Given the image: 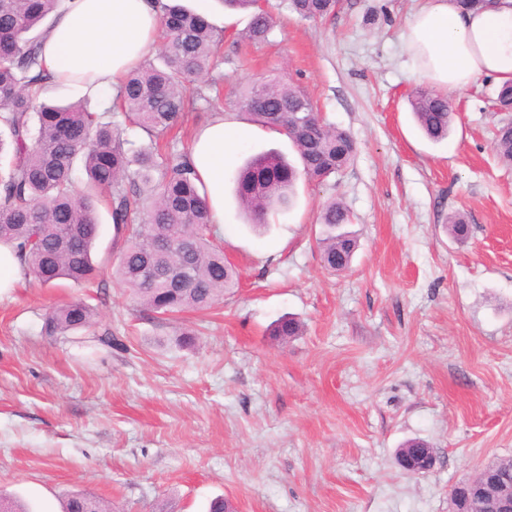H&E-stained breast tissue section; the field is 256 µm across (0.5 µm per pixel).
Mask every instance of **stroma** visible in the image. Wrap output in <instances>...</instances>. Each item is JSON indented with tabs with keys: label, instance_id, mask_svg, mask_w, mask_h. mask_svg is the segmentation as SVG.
I'll use <instances>...</instances> for the list:
<instances>
[{
	"label": "stroma",
	"instance_id": "obj_1",
	"mask_svg": "<svg viewBox=\"0 0 512 512\" xmlns=\"http://www.w3.org/2000/svg\"><path fill=\"white\" fill-rule=\"evenodd\" d=\"M424 0H341L308 21L270 0L266 43L226 12L211 62L213 108L188 112L161 141L187 153L197 128L245 116L233 90L276 75L349 131L353 163L328 184L299 182L294 205L256 234L233 175L250 155L291 141L266 128L224 169L217 235L239 282L212 309L141 319L112 269L125 245L100 208L92 284L34 278L0 299V495L61 512L74 492L114 512H450L448 491L512 456V165L494 151L499 89L481 77L449 99L447 139L419 132L407 97L423 84L406 24ZM332 198L359 241L350 269L321 262L319 215ZM463 213L466 242L448 233ZM81 299L95 325L49 336L43 318ZM298 336L273 339L284 315ZM198 330L196 349L175 346ZM111 331V346L99 343ZM420 439L437 461L403 471L398 448Z\"/></svg>",
	"mask_w": 512,
	"mask_h": 512
}]
</instances>
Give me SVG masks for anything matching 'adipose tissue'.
Here are the masks:
<instances>
[{"label":"adipose tissue","mask_w":512,"mask_h":512,"mask_svg":"<svg viewBox=\"0 0 512 512\" xmlns=\"http://www.w3.org/2000/svg\"><path fill=\"white\" fill-rule=\"evenodd\" d=\"M161 32L156 0H64L42 38L41 63L55 85L95 95L116 91ZM420 73L448 92L475 78L512 80V0L478 9L462 0H427L407 24ZM250 135L216 117L200 128L188 160L205 189L214 223L224 221V163Z\"/></svg>","instance_id":"ef3b65f1"}]
</instances>
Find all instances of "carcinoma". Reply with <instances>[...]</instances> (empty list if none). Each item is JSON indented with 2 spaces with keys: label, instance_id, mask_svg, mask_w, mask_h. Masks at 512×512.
<instances>
[{
  "label": "carcinoma",
  "instance_id": "cac0c4a2",
  "mask_svg": "<svg viewBox=\"0 0 512 512\" xmlns=\"http://www.w3.org/2000/svg\"><path fill=\"white\" fill-rule=\"evenodd\" d=\"M163 43L160 65L145 63L131 73L117 94L129 124L144 131L147 143L127 138L104 115L89 109L85 98L64 106L37 101L35 88L51 80L40 61L42 24L57 14L62 0H0V242L13 245L26 274L44 284L60 278L89 282L97 275L92 250L99 234L96 204L105 202L116 231L126 234L115 275L148 319L203 310L223 299L236 281L215 242L207 196L200 193L187 156H164L156 140L176 127L197 101L211 103L202 88L187 95L188 85L209 75L211 58L224 43V32L207 23L202 12L157 0ZM304 20L335 15L339 0H285ZM252 10L240 37L268 40L272 15L261 0H224ZM238 108L261 125L277 127L293 143L299 164L269 151L251 156L236 172V197L256 227L290 205L294 184L302 177L322 184L347 168L356 142L343 129L327 124L295 86L277 78L245 87ZM415 120L432 140L448 135L452 107L448 97L420 86L410 97ZM497 109L512 112V82L501 86ZM495 150L512 164V122L498 128ZM86 179L75 186V171ZM350 223L345 205L335 199L324 207L318 239L322 261L332 271L351 267L357 238L343 230ZM448 231L458 240L470 235L460 214L448 217ZM96 310L76 300L44 317L50 336L66 335L95 324ZM301 324L281 317L272 336L299 335ZM63 512H105L86 493L71 495Z\"/></svg>",
  "mask_w": 512,
  "mask_h": 512
}]
</instances>
